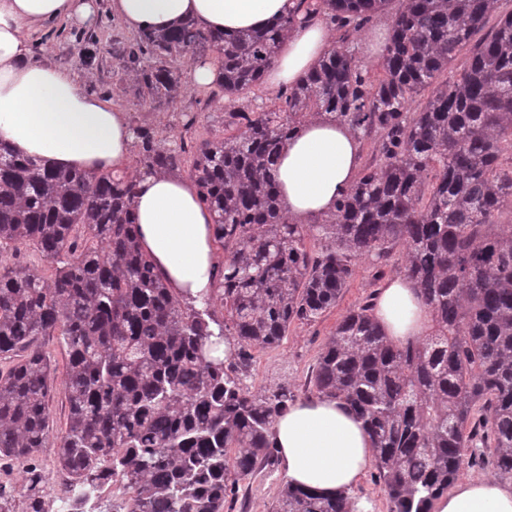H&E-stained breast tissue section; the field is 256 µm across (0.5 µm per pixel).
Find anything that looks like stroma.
<instances>
[{
	"label": "stroma",
	"mask_w": 512,
	"mask_h": 512,
	"mask_svg": "<svg viewBox=\"0 0 512 512\" xmlns=\"http://www.w3.org/2000/svg\"><path fill=\"white\" fill-rule=\"evenodd\" d=\"M130 38L131 34L123 24L109 15L107 0H98V20L93 27L84 28L62 21L46 23L33 40V54L55 68L79 73L83 90L121 107L128 116L150 124L158 138L174 132L195 144L208 138L212 129L208 114L233 109V101L222 97L207 102L204 91L187 84L182 94L169 105L150 108L135 90L126 63L112 52L116 42ZM187 112L197 116L189 128L183 120ZM403 266L404 255L398 248L380 264L368 259L359 260L335 307L315 322L293 323L278 346L252 349L251 367L245 380L249 390L269 394L285 387L295 400L309 398L311 392L307 380L337 323L350 310L372 299L376 289L387 279L402 275ZM41 346L52 369L49 416L54 432L58 433L65 429L68 420L66 348L56 335L43 339ZM286 480L281 467L259 470L250 480L240 483L234 512H269Z\"/></svg>",
	"instance_id": "1"
}]
</instances>
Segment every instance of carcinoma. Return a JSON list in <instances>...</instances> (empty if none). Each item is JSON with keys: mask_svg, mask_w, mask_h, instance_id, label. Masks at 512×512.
Returning a JSON list of instances; mask_svg holds the SVG:
<instances>
[{"mask_svg": "<svg viewBox=\"0 0 512 512\" xmlns=\"http://www.w3.org/2000/svg\"><path fill=\"white\" fill-rule=\"evenodd\" d=\"M386 2L296 0L265 29L225 34L187 20L114 48L155 105L180 92L172 63L183 54L216 55L221 77L210 99L238 97L260 84L302 24L320 16L343 31L278 92L279 110L256 112L249 100L192 147L133 126L140 173L177 177L191 155L200 200L214 214L224 257L200 309L170 292L137 244L135 177L50 167L0 143V247L31 244L56 264L50 278L0 268V360H11L0 368V462L23 479L17 500L0 483V512H51L43 448L54 449L84 512L96 510L82 492L104 484L129 494L126 512H232L239 482L276 465L272 427L290 400L283 388L244 386L249 349L278 345L295 321H316L359 260L380 264L397 246L433 329L394 345L364 304L338 322L308 384L362 421L391 512H430L479 447L512 478V224L498 222L512 213V11L501 12L500 0H405L373 81L350 36ZM465 48L459 75L440 80ZM426 90V104L407 111ZM314 119L378 138L379 159L322 223L291 224L276 162L288 133ZM56 332L69 412L55 436L51 366L33 343ZM228 339L238 345L229 361L207 355V343ZM357 504L350 491L286 482L271 512Z\"/></svg>", "mask_w": 512, "mask_h": 512, "instance_id": "carcinoma-1", "label": "carcinoma"}]
</instances>
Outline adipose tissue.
I'll return each mask as SVG.
<instances>
[{
	"label": "adipose tissue",
	"instance_id": "obj_1",
	"mask_svg": "<svg viewBox=\"0 0 512 512\" xmlns=\"http://www.w3.org/2000/svg\"><path fill=\"white\" fill-rule=\"evenodd\" d=\"M127 27L171 30L191 20L205 30L233 34L270 25L290 0H109ZM95 0H0V141L17 154L62 169L125 167L134 136L125 112L86 93L78 77L31 57L32 35L50 21L92 24ZM334 45L313 20L283 44L266 82L294 84ZM362 143L347 124L313 120L284 142L277 161L280 200L290 223L305 224L335 211L355 183ZM133 219L142 251L173 295L197 300L213 286L214 219L194 181L140 175ZM372 315L397 344L425 336L432 316L406 277L379 288ZM271 441L289 483L324 494L351 490L373 461L370 438L345 404L312 397L278 415ZM432 512H512V487L491 478L464 479L434 500Z\"/></svg>",
	"mask_w": 512,
	"mask_h": 512
}]
</instances>
